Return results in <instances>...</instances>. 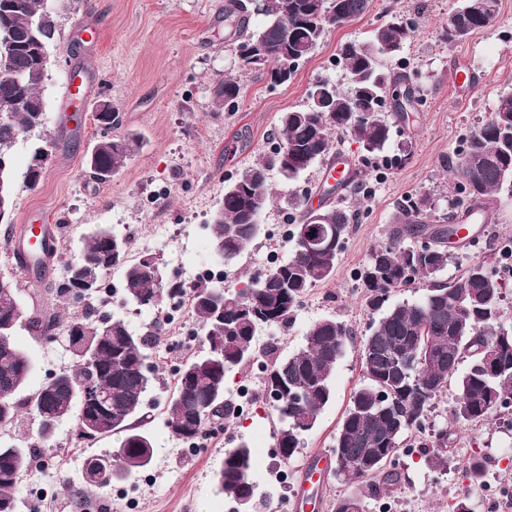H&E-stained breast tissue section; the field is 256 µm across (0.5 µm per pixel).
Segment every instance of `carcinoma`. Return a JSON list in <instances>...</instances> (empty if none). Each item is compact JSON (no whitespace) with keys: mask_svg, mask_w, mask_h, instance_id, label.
I'll return each instance as SVG.
<instances>
[{"mask_svg":"<svg viewBox=\"0 0 512 512\" xmlns=\"http://www.w3.org/2000/svg\"><path fill=\"white\" fill-rule=\"evenodd\" d=\"M479 9L468 8L467 0H457L442 38L448 43L464 40L487 27L499 13L500 0H481ZM370 0H258L255 13L266 22L258 29L249 24V9L241 0H229L224 8V25L231 29L234 49L248 67L268 68L270 80L283 84L295 72L296 64L284 57V50L297 52L300 60L311 57L325 28L341 26L362 16ZM57 30L56 13L47 11V0H0V59L9 70L25 77L15 83L0 69V99L12 100V125H0V155L12 156L17 143L13 130L22 133L42 127L46 110L43 89L47 80L27 51L26 45L39 39L50 43ZM415 27L403 24V17L390 18L375 28L369 39L343 44L337 54L348 86L334 92L333 104L319 108L308 100L306 106L282 113L279 142L272 150L247 165L237 179L224 188L222 221L207 225L213 249L224 245V259L236 258L255 238L253 226L271 197L270 172L295 180L330 154L333 136L346 132L365 152L384 151L392 125L386 110V87L407 81L404 68L386 72L382 62L398 56L413 37ZM253 44L263 58L255 61L241 55ZM241 94L236 78L224 77L215 83L211 101L216 110H232ZM133 137H108L97 141V164L117 171L125 166L134 148ZM43 139L32 147L25 174L35 176V188L49 160L38 148L48 146ZM470 203L489 200L503 189L512 193V91L498 95L489 117L468 137L456 169ZM293 213L288 258L264 273L251 276L243 288L225 286L224 317L216 316L213 293L216 288L188 286L185 282L163 280L154 257L125 263L126 241L107 239L100 228L87 235L77 255L65 262V275L47 284L64 300L76 287L71 268L93 264L104 273L125 264L126 296L140 307L152 308L164 301L187 296L192 315L202 331L206 350L184 361L177 382L167 400L166 427L170 434L192 445L204 426L224 416L226 376L238 366H247L258 355L269 358L262 368L266 393L282 424L276 448L284 460L291 459L303 445V436L312 430L334 398L333 375L351 340L347 325L334 316L323 317L307 329L303 345L280 357L270 346L256 347V334L263 326H285L291 320L306 289L330 279L349 232L352 215L340 206L323 210L318 224L321 242L306 254L299 240L309 229V214L300 199L288 200ZM431 211L426 197L412 196L401 209L404 225L393 230L389 241L371 250L366 263L356 272L364 288L367 307L380 314L373 330L360 340L359 359L364 383L352 394L330 450L336 479L360 485L377 480L384 489L400 482L401 474L383 465V458L409 446L412 434L423 430L435 399L456 385L451 413L458 422L477 424L493 413L501 386V375H512V330L500 323L502 285L485 262L474 259L448 282L438 275L448 266V240L457 234L456 224H426ZM424 240L405 244L406 237ZM46 251L23 255L21 246L5 240L13 249L22 271L39 276L46 260L61 259L57 237L43 235ZM428 281L426 293L414 301L389 303L391 293L412 284L416 277ZM20 280L0 273V321L9 328L0 331V425L12 423L21 407L38 420V439L50 443L58 426L75 419L79 436L97 439L123 434L119 448L86 463L82 480L106 487L123 481L151 465L153 440L140 429L137 416L142 410L152 379L142 376L140 364L147 359L151 340L133 332L119 318L97 316L95 306L73 311L60 321L39 311H29L17 303ZM62 326L73 365L56 375V381L35 393L21 397L32 369L29 355L15 337L24 329L43 336ZM96 348V361L85 362L82 347ZM496 350L485 358L483 348ZM425 352L437 355L434 366L422 359ZM467 369L458 373L463 362ZM96 387L108 399L99 403L83 396V389ZM35 455L32 444L0 441V512H15V485L30 467ZM448 433L438 436V448L425 459L434 469L448 468ZM253 453L245 442L228 450L215 478L231 501L256 498L252 480ZM487 457L470 455L465 466L467 490L455 497L452 512H474L472 495L486 485Z\"/></svg>","mask_w":512,"mask_h":512,"instance_id":"obj_1","label":"carcinoma"}]
</instances>
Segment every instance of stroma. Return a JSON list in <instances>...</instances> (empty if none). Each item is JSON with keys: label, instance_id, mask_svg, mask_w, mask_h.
Wrapping results in <instances>:
<instances>
[{"label": "stroma", "instance_id": "35a3bbf8", "mask_svg": "<svg viewBox=\"0 0 512 512\" xmlns=\"http://www.w3.org/2000/svg\"><path fill=\"white\" fill-rule=\"evenodd\" d=\"M455 2L371 0L361 18L327 28L315 53L281 85L271 83L265 71L240 67L224 29L227 0H69L66 10L58 12V35L51 46L58 64L43 91L45 129L55 136L56 146L38 186L17 185L13 218L18 225L56 227L65 258L77 254L93 227L104 225L126 239L128 258L156 256L163 277L215 263L206 226L225 186L270 150L281 113L304 106L316 80L345 86L336 63L340 46L366 40L391 10L418 24L400 52L417 103L407 120L394 121L391 141L373 166L364 165V153L350 135L335 134V147L359 163L354 185L341 199L353 220L336 273L306 291L288 325L259 336L260 346L276 345L285 356L302 346L308 327L320 318L336 317L352 332L336 366L334 399L295 456L285 462L274 450L280 424L254 365L229 373L228 399L235 409L207 424L193 447H183L169 433L164 404L180 364L201 353L202 346L176 348L177 331L167 322L164 307L142 308L127 301L119 291L123 270L115 267L105 280L117 291L100 304V312L125 320L137 333L158 335L149 350L155 374L142 424L153 439L152 464L112 486L86 487L81 480L86 460L115 450L121 437L81 440L75 421H66L16 485V512H233L235 504L219 490L215 474L225 452L242 442L254 454L252 478L264 500L259 512H280L284 500L308 496V489L297 483L296 468L331 447L351 395L363 382L360 340L378 320L366 306L356 271L373 246L387 242L408 197L428 196L430 223H446L459 196L453 168L464 141L489 116L498 95L512 90V0H501L490 27L450 44L440 29ZM463 66L473 74L469 90L450 82ZM228 75L242 84L236 109L214 110L211 88ZM84 80L90 94L70 95V86ZM101 100L111 101L120 118L112 136L134 135L138 144L111 185L96 190L84 156L101 135L93 119L94 105ZM324 171L319 163L291 182L271 173L275 200L261 216V234L225 262L229 284H243L264 269L268 251H276L281 260L288 257L291 244L282 237L287 201L322 192ZM487 209L490 221L477 227L481 241L470 248L451 247L443 279L456 277L473 259L492 261L495 243L512 239V195L493 196ZM63 269L62 262H55L44 279L22 276L24 305L49 315L62 312V301L45 285L61 277ZM16 341L34 363L26 393L72 364L61 332L35 337L22 330ZM455 394L451 387L436 399L431 431L415 438V453H401L397 469L402 480L389 494L396 512H448L449 500L467 485L464 466L476 450L486 454L488 471L476 512H499L495 493L512 486V428L504 426L500 412L478 424L452 422ZM447 428L454 462L445 471L431 469L424 462L433 451L431 434Z\"/></svg>", "mask_w": 512, "mask_h": 512}]
</instances>
